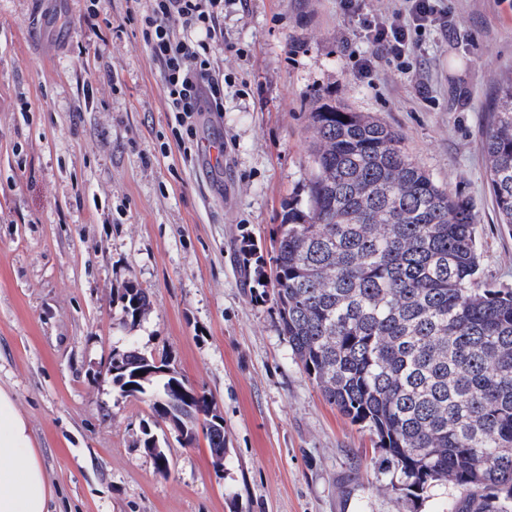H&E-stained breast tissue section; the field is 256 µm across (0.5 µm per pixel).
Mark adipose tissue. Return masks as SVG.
Segmentation results:
<instances>
[{
	"label": "adipose tissue",
	"instance_id": "adipose-tissue-1",
	"mask_svg": "<svg viewBox=\"0 0 512 512\" xmlns=\"http://www.w3.org/2000/svg\"><path fill=\"white\" fill-rule=\"evenodd\" d=\"M50 497L28 425L0 389V512H48Z\"/></svg>",
	"mask_w": 512,
	"mask_h": 512
}]
</instances>
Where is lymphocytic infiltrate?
<instances>
[{
    "label": "lymphocytic infiltrate",
    "mask_w": 512,
    "mask_h": 512,
    "mask_svg": "<svg viewBox=\"0 0 512 512\" xmlns=\"http://www.w3.org/2000/svg\"><path fill=\"white\" fill-rule=\"evenodd\" d=\"M222 0H148L140 15L142 33L153 61L158 65L165 98L184 143H193L196 114L224 109V76L211 67L210 56L220 32ZM343 15L360 20L373 51L353 57L364 74L374 67L376 55H386L401 69L412 66L415 38L428 27H446V0H401L392 15L361 10L360 0H340ZM186 36H179V29Z\"/></svg>",
    "instance_id": "lymphocytic-infiltrate-1"
}]
</instances>
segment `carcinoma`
I'll return each instance as SVG.
<instances>
[{
    "instance_id": "cac0c4a2",
    "label": "carcinoma",
    "mask_w": 512,
    "mask_h": 512,
    "mask_svg": "<svg viewBox=\"0 0 512 512\" xmlns=\"http://www.w3.org/2000/svg\"><path fill=\"white\" fill-rule=\"evenodd\" d=\"M484 154L501 223L512 226V80L488 104ZM305 197L276 228L280 334L324 400L375 437L378 492L448 489L449 512H512V288L482 284L470 202L436 183L403 135L324 102ZM123 312H148L129 286ZM138 393L189 441L223 418L204 397L167 411L184 377Z\"/></svg>"
}]
</instances>
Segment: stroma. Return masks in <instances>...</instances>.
I'll list each match as a JSON object with an SVG mask.
<instances>
[{"mask_svg": "<svg viewBox=\"0 0 512 512\" xmlns=\"http://www.w3.org/2000/svg\"><path fill=\"white\" fill-rule=\"evenodd\" d=\"M0 0V389L25 418L50 512H448L435 488L380 493L368 431L321 397L256 282L273 231L309 176L318 100L400 130L413 158L476 214L484 282L512 287V227L495 211L485 109L512 77V0H448L416 70L369 44L339 0H224L211 64L224 109L177 144L157 64L129 0ZM151 308L127 320L120 295ZM135 342L165 354L224 417L227 453L182 446L158 473L139 441L148 401L103 372Z\"/></svg>", "mask_w": 512, "mask_h": 512, "instance_id": "35a3bbf8", "label": "stroma"}]
</instances>
